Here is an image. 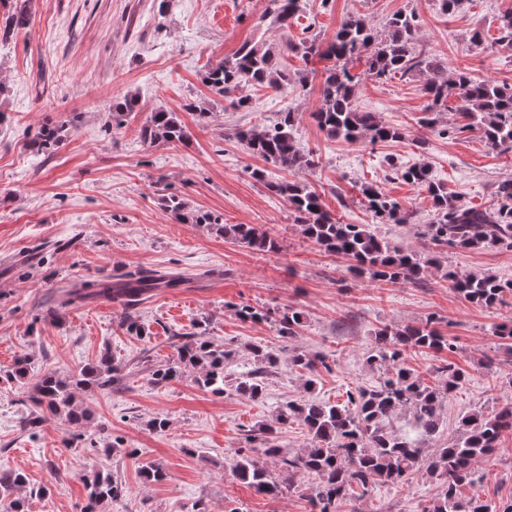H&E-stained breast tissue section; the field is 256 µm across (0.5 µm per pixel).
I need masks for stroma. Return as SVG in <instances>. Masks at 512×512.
<instances>
[{
	"mask_svg": "<svg viewBox=\"0 0 512 512\" xmlns=\"http://www.w3.org/2000/svg\"><path fill=\"white\" fill-rule=\"evenodd\" d=\"M27 0V28L0 45V369L31 357L38 372L76 373L110 349L122 372L111 387L78 390L88 421L70 424L50 417L37 437L21 428L31 385L0 383V472L19 471L27 482L19 494L27 512H81L83 475L94 468L121 479L125 493L104 502L100 512H309L306 493L316 477L301 474L283 496L256 493L231 473L235 449L245 434L268 420L285 400L314 396L343 402L351 387L378 385L381 374L365 358L374 332L384 325H415L436 317L458 348L445 359L467 371L468 381L445 402L444 434L474 409L492 414L512 406V362L497 360L494 324L512 320V297L494 307L471 303L439 273L416 284L354 278L350 261L325 252L306 238L288 201L271 195L255 177L307 182L327 208L347 224H367L380 237L414 250L427 249L419 227L432 217L419 187L398 179L393 166L426 165L460 203L491 210L496 186L512 174V155L501 154L477 134L442 138L424 124L428 105L420 74L376 82L355 61L360 111L403 129L398 141L378 145L328 138L312 118L320 105L324 61L302 59L286 43L313 36L333 39L342 19L361 14L383 29L395 12L418 15L419 50L449 71L476 80L512 85V51L498 43L499 23L512 0H460L445 14L440 0H301L287 29L271 27L268 0ZM481 42H473V32ZM246 41L278 47V63L295 75L287 96L246 85L239 95L247 110L231 106L202 81L208 65L232 55ZM128 92L142 109L111 130L110 107ZM210 100L213 118L196 122L186 105ZM294 111L293 134L313 151L317 168L290 173L251 156L231 136L233 127L263 128L278 112ZM177 113L191 132L188 144L146 145L141 126L152 112ZM65 125L69 136L53 156L34 153L31 133L44 123ZM376 184L412 215L408 224H381L368 211L362 187ZM178 195L191 206L223 216L228 224H255L274 237L278 252L259 254L224 240L215 231L181 224L167 214L161 195ZM446 263L462 273H488L512 280V251L449 250ZM155 269L179 272L188 284L152 293L136 308L143 335L128 333L119 304L93 302L43 319L41 307L57 290L103 276ZM294 306L303 314L295 339L283 341L270 323L239 320L234 307ZM206 321L216 342L239 352L226 371L223 394L201 389L193 373L157 386L154 369L172 363L177 348ZM276 350L279 364L263 401L238 396L232 385L253 366L250 346ZM326 355L333 370L313 393L289 362L292 350ZM494 365H487V358ZM440 355L409 353V366L433 382ZM164 419L156 431L149 423ZM85 434L97 443L117 442L111 455L70 444ZM502 449L479 463L472 484L462 488L500 507L512 504V432ZM154 461L167 477L146 483L142 463ZM434 483L417 473L408 482L378 484L341 512H423Z\"/></svg>",
	"mask_w": 512,
	"mask_h": 512,
	"instance_id": "stroma-1",
	"label": "stroma"
}]
</instances>
